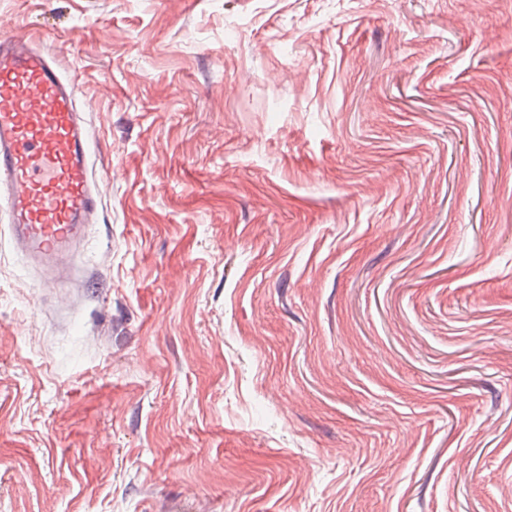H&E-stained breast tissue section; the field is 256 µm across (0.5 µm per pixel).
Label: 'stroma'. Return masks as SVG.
<instances>
[{
  "mask_svg": "<svg viewBox=\"0 0 512 512\" xmlns=\"http://www.w3.org/2000/svg\"><path fill=\"white\" fill-rule=\"evenodd\" d=\"M102 205L0 237V512H512V0H0Z\"/></svg>",
  "mask_w": 512,
  "mask_h": 512,
  "instance_id": "35a3bbf8",
  "label": "stroma"
}]
</instances>
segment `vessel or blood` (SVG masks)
Listing matches in <instances>:
<instances>
[{
	"instance_id": "vessel-or-blood-1",
	"label": "vessel or blood",
	"mask_w": 512,
	"mask_h": 512,
	"mask_svg": "<svg viewBox=\"0 0 512 512\" xmlns=\"http://www.w3.org/2000/svg\"><path fill=\"white\" fill-rule=\"evenodd\" d=\"M78 93L54 52L0 38V229L48 288L65 282L101 203Z\"/></svg>"
}]
</instances>
